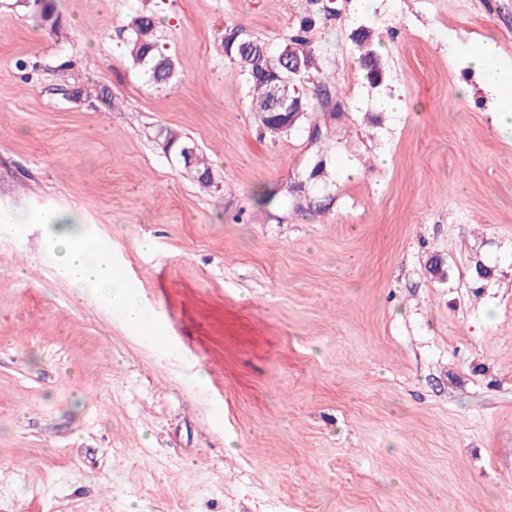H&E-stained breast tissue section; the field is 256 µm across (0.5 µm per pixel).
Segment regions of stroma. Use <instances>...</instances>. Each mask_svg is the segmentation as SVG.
Returning a JSON list of instances; mask_svg holds the SVG:
<instances>
[{"label": "stroma", "instance_id": "1", "mask_svg": "<svg viewBox=\"0 0 512 512\" xmlns=\"http://www.w3.org/2000/svg\"><path fill=\"white\" fill-rule=\"evenodd\" d=\"M59 11L60 37L0 0V214L28 219L0 223V512H512V141L460 58L512 60V0ZM137 12L167 87L125 52ZM307 19L309 108L273 134L224 29L275 54ZM47 211L110 241L168 349L76 296ZM125 50L133 64L143 70L157 88L166 87L178 75L177 62L167 52L156 30L153 15L142 14L128 24ZM164 136V140L166 141V145L169 149H172L176 155L182 160L183 165L186 169H190L194 171L197 175V178L201 182H210V169L203 158L200 155L198 148L195 144L190 140L187 136H182L181 134L174 132L171 129H165L161 132ZM186 148H194L195 152L192 155L191 164L188 161H191V154L186 152V157L188 161H185L181 156Z\"/></svg>", "mask_w": 512, "mask_h": 512}]
</instances>
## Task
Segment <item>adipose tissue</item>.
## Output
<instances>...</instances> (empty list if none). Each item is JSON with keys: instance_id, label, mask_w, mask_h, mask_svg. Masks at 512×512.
Instances as JSON below:
<instances>
[{"instance_id": "ef3b65f1", "label": "adipose tissue", "mask_w": 512, "mask_h": 512, "mask_svg": "<svg viewBox=\"0 0 512 512\" xmlns=\"http://www.w3.org/2000/svg\"><path fill=\"white\" fill-rule=\"evenodd\" d=\"M463 57L480 86L495 96V109L501 114V130L512 136V63L500 58L490 41L468 44ZM42 223L53 226L52 234L61 276L77 296L96 295L129 328L150 335L157 347L169 345L164 327L149 319L151 301L126 279L112 259L106 240L90 235L78 215L48 212Z\"/></svg>"}]
</instances>
